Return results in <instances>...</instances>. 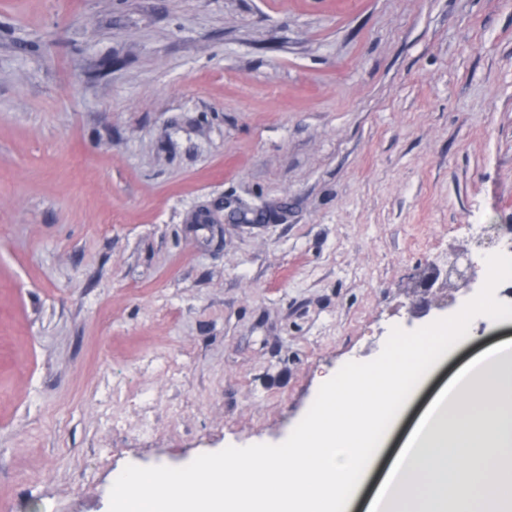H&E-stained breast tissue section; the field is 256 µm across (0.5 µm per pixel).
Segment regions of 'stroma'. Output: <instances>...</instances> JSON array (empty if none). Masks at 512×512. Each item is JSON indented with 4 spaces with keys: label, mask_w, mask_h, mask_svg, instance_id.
<instances>
[{
    "label": "stroma",
    "mask_w": 512,
    "mask_h": 512,
    "mask_svg": "<svg viewBox=\"0 0 512 512\" xmlns=\"http://www.w3.org/2000/svg\"><path fill=\"white\" fill-rule=\"evenodd\" d=\"M482 224L512 0H0V512L284 439Z\"/></svg>",
    "instance_id": "1"
}]
</instances>
